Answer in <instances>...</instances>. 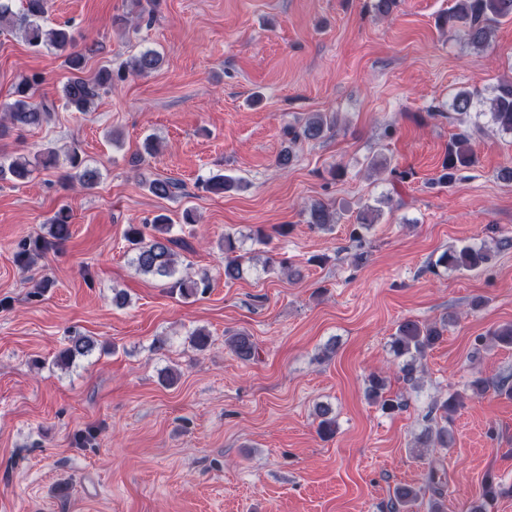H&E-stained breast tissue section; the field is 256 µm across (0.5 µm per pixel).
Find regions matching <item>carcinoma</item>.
<instances>
[{
	"mask_svg": "<svg viewBox=\"0 0 512 512\" xmlns=\"http://www.w3.org/2000/svg\"><path fill=\"white\" fill-rule=\"evenodd\" d=\"M48 10L49 0H21V7L17 11L13 9V0H0V30H19L25 42L33 49L54 48L66 53L65 66L69 71V78L62 87L61 95L65 108L73 112H90L96 101L112 90L115 83L125 80L130 74L147 75L159 67L160 55L155 51L146 50L115 69L107 65L92 75L87 74V60L89 55L98 52L97 44L94 43L85 49H75V38L70 26L45 24L44 18ZM503 19H512V0H455L452 8L439 18L438 23L442 27H448L450 31L461 34L472 48L480 50L490 47L492 33ZM41 81L42 77L35 74L13 86L11 97L0 104V136L10 129L24 131L48 122L57 105L45 98L34 99L35 86ZM448 111L465 117L472 114L477 118L486 116L489 123L498 131L512 135V82L498 84L492 89L489 97L484 96L478 89L460 90L448 99ZM334 127V118L318 112L307 117L301 130L288 127L284 133L292 142L301 138L320 140L333 132ZM61 163L70 168L71 177L78 180L86 189L93 188L100 179L99 169L87 164L78 150L74 149L62 155L49 146L33 154H18L6 159L0 163V178L8 176L15 181L25 182L36 169H48ZM474 163L471 133L463 130L455 134L448 143L440 181L445 184L455 182L461 173ZM201 185L204 191L213 194L241 188V182L228 175L210 177L202 181ZM149 190L163 199L184 196L182 183L168 177L151 180ZM70 220L68 209H59L49 222L48 237L22 241L16 252V261L21 265H28L38 252L68 240ZM307 223L329 228L336 223V212L328 205L315 201L307 208ZM170 227L171 219L166 214L155 216L149 225H128L125 239L133 252V266L143 275L166 280L169 288L183 299L205 294L211 288V280L207 274L196 278L179 274L173 250L178 242L169 237ZM219 248L224 252V278L240 279L244 272V256L236 254L237 240L228 233L220 240ZM491 256L492 250L484 244L466 245L459 249L450 248L431 263V269L435 273L440 268L446 271L474 269L488 263ZM445 327L444 323L426 324L406 319L400 322L395 334L391 336V351L394 357L403 360L400 371L403 373L404 381L410 386H419L421 360L427 351L442 339ZM478 341L512 347V324L503 325L491 336L479 337ZM228 347L238 358L246 361L254 358L257 353L251 336L245 333L230 337ZM94 348L95 342L90 337L74 336L58 354L55 364L68 366L76 357L91 354ZM368 395L384 413L394 414L407 408V401L387 395L386 379L379 375L369 376ZM466 398L467 394L455 391L448 394L445 400L435 404L433 410L439 412V417L431 418V424L416 437L415 447L449 448L453 442V416L464 406ZM331 413V408L325 404L317 407L319 433L334 432L336 421ZM420 494L419 488L396 487L392 509L398 512L416 501ZM506 494L512 495V487L503 488L488 474L483 479L481 498L473 503L470 512H487V506L491 502Z\"/></svg>",
	"mask_w": 512,
	"mask_h": 512,
	"instance_id": "1",
	"label": "carcinoma"
}]
</instances>
